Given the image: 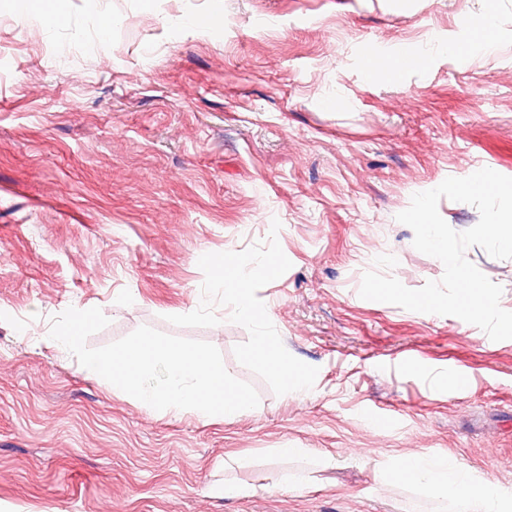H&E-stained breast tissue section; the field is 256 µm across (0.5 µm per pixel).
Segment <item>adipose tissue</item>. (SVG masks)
Returning <instances> with one entry per match:
<instances>
[{"instance_id":"1","label":"adipose tissue","mask_w":512,"mask_h":512,"mask_svg":"<svg viewBox=\"0 0 512 512\" xmlns=\"http://www.w3.org/2000/svg\"><path fill=\"white\" fill-rule=\"evenodd\" d=\"M209 265L216 276L223 278L224 293L233 305L234 314L244 320H255L256 305L249 293V285L252 280L266 276L268 262L260 260L249 268L228 273L224 270L223 257L215 255ZM251 354L259 362L272 366L282 377L288 394L308 393V382L289 370L272 336L263 332L255 336ZM393 475L396 479L421 485L447 501L449 512H506L505 501L498 489L474 487L470 469L452 457L418 454L413 458L412 467L396 465Z\"/></svg>"}]
</instances>
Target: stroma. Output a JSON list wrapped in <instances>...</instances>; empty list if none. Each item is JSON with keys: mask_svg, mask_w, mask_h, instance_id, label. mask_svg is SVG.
I'll use <instances>...</instances> for the list:
<instances>
[{"mask_svg": "<svg viewBox=\"0 0 512 512\" xmlns=\"http://www.w3.org/2000/svg\"><path fill=\"white\" fill-rule=\"evenodd\" d=\"M49 3L61 23L35 28L0 0V512H443L389 471L422 453L512 495V339L358 294L383 254L408 288L442 277L396 219L414 193L512 177V0ZM215 254L270 260L264 326ZM465 256L512 311V259ZM70 307L109 318L93 348L143 325L214 344L259 405L206 423L112 392L49 336ZM261 330L307 396L248 357ZM209 265L217 277L224 278V293L233 305V313L244 320L257 319L256 305L248 288L252 280L267 275L270 267L268 262L259 260L249 268L239 269L228 275H224V259L221 255L212 256Z\"/></svg>", "mask_w": 512, "mask_h": 512, "instance_id": "obj_1", "label": "stroma"}]
</instances>
